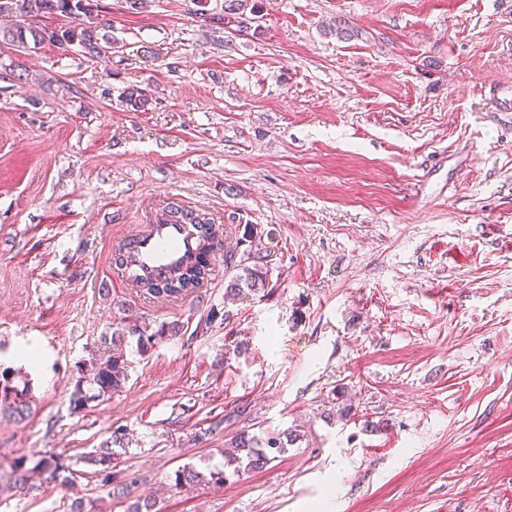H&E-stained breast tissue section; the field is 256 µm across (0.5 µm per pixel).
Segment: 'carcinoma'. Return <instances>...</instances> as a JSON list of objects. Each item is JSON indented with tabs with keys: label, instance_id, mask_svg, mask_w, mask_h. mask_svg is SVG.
<instances>
[{
	"label": "carcinoma",
	"instance_id": "1",
	"mask_svg": "<svg viewBox=\"0 0 512 512\" xmlns=\"http://www.w3.org/2000/svg\"><path fill=\"white\" fill-rule=\"evenodd\" d=\"M248 0H225L224 13L236 18L239 31L246 32L251 28L253 18L261 13V7L254 3L250 6V17H243V9ZM14 11L26 21L19 23L3 33V37L21 48H27L50 43L59 48L77 45L83 53L90 56H99L103 49L97 28L99 3L98 0H0V13ZM50 16L63 17L68 23L55 28L41 27L39 21ZM168 217L177 223L193 224L198 231L200 244L198 249L190 254L185 262L175 270H160L149 277L146 282L149 293L163 298L177 299L180 297L177 290L169 286V282L183 275L193 280L196 275L189 273V269L196 267L203 255L212 251V227L209 222L192 209L183 207L167 211ZM225 265L233 266L236 273L228 282L225 293L239 297L245 294H256L268 286L269 269L256 261L249 265L246 259L234 261V256H225ZM179 327L176 325L161 324L152 329L146 325H136L131 333L138 336L139 351L145 352L158 341L177 335ZM125 361L121 355L112 354L102 361L92 365V382L96 386L97 395L104 396L121 387L125 382ZM26 410V401L23 391L14 385L12 371L5 368L0 371V412L14 417H22ZM237 456L232 461L240 463L247 461L251 468H261L269 460L270 455L284 450L281 438L271 436L264 443L256 438L241 436L235 442ZM112 455L110 448H100L84 457L86 463L97 467L96 473L105 485L112 484Z\"/></svg>",
	"mask_w": 512,
	"mask_h": 512
}]
</instances>
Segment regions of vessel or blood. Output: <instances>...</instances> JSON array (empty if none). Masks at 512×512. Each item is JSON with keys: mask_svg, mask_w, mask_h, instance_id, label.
<instances>
[{"mask_svg": "<svg viewBox=\"0 0 512 512\" xmlns=\"http://www.w3.org/2000/svg\"><path fill=\"white\" fill-rule=\"evenodd\" d=\"M198 247L197 237L188 224L155 219L147 232L138 234L123 270L127 275L146 277L160 268H174Z\"/></svg>", "mask_w": 512, "mask_h": 512, "instance_id": "b4317fda", "label": "vessel or blood"}]
</instances>
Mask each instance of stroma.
<instances>
[{
  "mask_svg": "<svg viewBox=\"0 0 512 512\" xmlns=\"http://www.w3.org/2000/svg\"><path fill=\"white\" fill-rule=\"evenodd\" d=\"M100 3V56L0 40V366L30 407L0 416V512H512V0H261L249 35L224 0ZM172 202L225 248L163 300L118 252ZM228 250L266 291L225 299ZM143 323L182 330L143 354ZM116 332L127 379L90 397ZM119 428L117 495L83 457ZM244 432L294 440L227 466Z\"/></svg>",
  "mask_w": 512,
  "mask_h": 512,
  "instance_id": "1",
  "label": "stroma"
}]
</instances>
